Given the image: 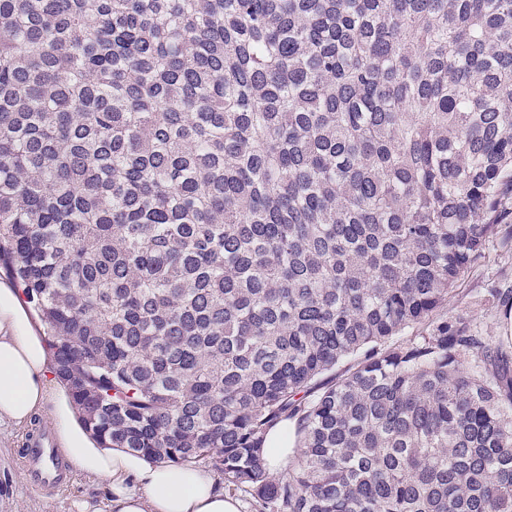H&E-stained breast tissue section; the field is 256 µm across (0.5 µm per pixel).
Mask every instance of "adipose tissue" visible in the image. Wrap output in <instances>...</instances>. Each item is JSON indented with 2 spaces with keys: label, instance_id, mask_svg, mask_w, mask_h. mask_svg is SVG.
<instances>
[{
  "label": "adipose tissue",
  "instance_id": "1",
  "mask_svg": "<svg viewBox=\"0 0 512 512\" xmlns=\"http://www.w3.org/2000/svg\"><path fill=\"white\" fill-rule=\"evenodd\" d=\"M52 394L46 347L19 292L0 283V424L20 426L53 407L61 448L107 485L108 512H239L209 470L96 446L71 424L65 403H52Z\"/></svg>",
  "mask_w": 512,
  "mask_h": 512
}]
</instances>
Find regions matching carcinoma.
<instances>
[{
	"instance_id": "1",
	"label": "carcinoma",
	"mask_w": 512,
	"mask_h": 512,
	"mask_svg": "<svg viewBox=\"0 0 512 512\" xmlns=\"http://www.w3.org/2000/svg\"><path fill=\"white\" fill-rule=\"evenodd\" d=\"M509 186L512 0H0V263L100 447L255 512H512L448 310ZM288 428H291V426L286 422L281 428L271 432L268 437V446L270 448L267 464L274 471H279L288 459V444L283 440V433Z\"/></svg>"
}]
</instances>
